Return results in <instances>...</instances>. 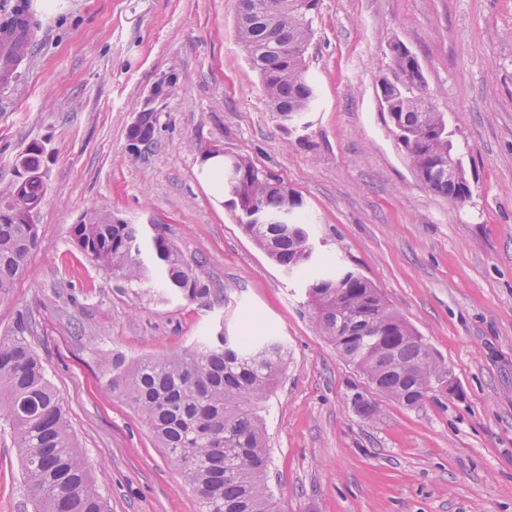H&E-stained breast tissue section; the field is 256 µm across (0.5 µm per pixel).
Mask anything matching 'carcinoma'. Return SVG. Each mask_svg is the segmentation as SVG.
Wrapping results in <instances>:
<instances>
[{
	"instance_id": "cac0c4a2",
	"label": "carcinoma",
	"mask_w": 512,
	"mask_h": 512,
	"mask_svg": "<svg viewBox=\"0 0 512 512\" xmlns=\"http://www.w3.org/2000/svg\"><path fill=\"white\" fill-rule=\"evenodd\" d=\"M319 0H239V40L258 72L272 111L287 120L308 111L315 87L306 59L294 48L311 42ZM411 52L393 56L383 75L380 99L398 144L408 154L423 187L465 201L471 193L463 158L458 180L437 166L454 154V132L443 113L429 107L426 82ZM42 150L31 145L17 168H41ZM238 183H224L227 205L239 211L244 232L285 271L311 263L312 250L279 224L248 220L258 211H292L302 199L280 180L238 162ZM40 179L29 177L23 193L13 183L0 189V300L11 296L38 244L37 225L27 224L24 206L41 197ZM77 246L113 276L137 288L190 300L210 289L179 249L162 233L144 239L138 224L94 213L71 227ZM307 304L317 331L381 394L407 406L420 404L415 387L444 391L448 372L421 349L428 343L391 311L372 284L350 268L307 283ZM20 326L0 336V421L19 449L22 475L34 512H107L90 469L76 445L63 399L46 378ZM350 336L342 343L339 338ZM287 348L273 336L239 341L220 331L186 351L161 357L126 358L105 353L107 385L126 397L198 498L199 512H278L268 487L269 455L263 403L282 370Z\"/></svg>"
}]
</instances>
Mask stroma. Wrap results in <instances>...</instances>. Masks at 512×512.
<instances>
[{
  "label": "stroma",
  "instance_id": "stroma-1",
  "mask_svg": "<svg viewBox=\"0 0 512 512\" xmlns=\"http://www.w3.org/2000/svg\"><path fill=\"white\" fill-rule=\"evenodd\" d=\"M40 39L0 86V188L44 149L38 245L0 336L17 324L63 398L108 512H199L100 355L162 356L217 330L288 349L265 404L280 512H512V0H321L306 59L317 100L271 112L237 31L238 0H38ZM403 42L463 149L472 195L426 190L382 112L378 80ZM156 134L127 131L161 79ZM248 157L303 200L313 268L357 269L434 350L455 390L408 407L378 393L315 329L305 275L247 236L202 171L211 146ZM104 211L158 224L210 290L135 294L74 243ZM363 395L371 415L353 404ZM0 512H33L0 431Z\"/></svg>",
  "mask_w": 512,
  "mask_h": 512
}]
</instances>
